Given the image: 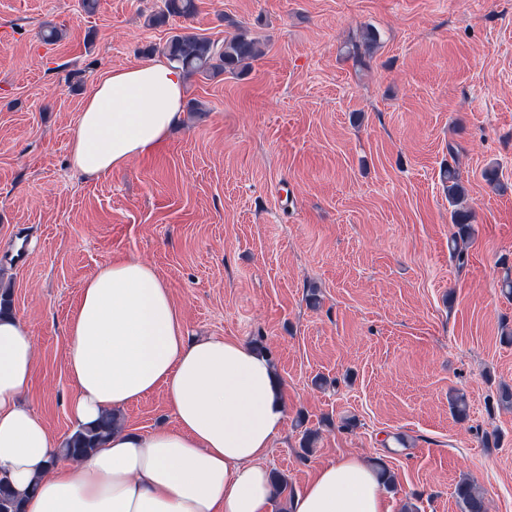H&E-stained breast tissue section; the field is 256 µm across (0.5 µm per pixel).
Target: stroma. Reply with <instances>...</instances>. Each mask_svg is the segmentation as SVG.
I'll use <instances>...</instances> for the list:
<instances>
[{
	"mask_svg": "<svg viewBox=\"0 0 512 512\" xmlns=\"http://www.w3.org/2000/svg\"><path fill=\"white\" fill-rule=\"evenodd\" d=\"M162 5L0 0V283L35 343L22 403L58 439L73 432L83 285L143 261L185 336L267 353L286 400L269 463L292 491L355 454L393 473L392 512H460L464 479L488 512H512V407L498 399L512 388V0H196L193 18L147 25ZM186 26L215 41L245 29L264 54L188 78L202 109L151 153L76 173L70 133L99 79ZM449 167L475 228L462 268ZM120 417L140 432L174 422L160 391ZM307 428L320 432L309 455Z\"/></svg>",
	"mask_w": 512,
	"mask_h": 512,
	"instance_id": "obj_1",
	"label": "stroma"
}]
</instances>
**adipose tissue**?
I'll return each mask as SVG.
<instances>
[{"label":"adipose tissue","mask_w":512,"mask_h":512,"mask_svg":"<svg viewBox=\"0 0 512 512\" xmlns=\"http://www.w3.org/2000/svg\"><path fill=\"white\" fill-rule=\"evenodd\" d=\"M185 81L149 59L106 74L71 132L69 163L88 178L153 151L183 118ZM67 363L75 426L164 391L174 423L143 433L118 428L72 462L23 406L35 363L32 336L0 317V475L24 512H271L266 459L285 420L268 358L221 336L183 334L166 281L149 263L115 260L83 286L69 323ZM286 512H391L377 472L342 455L320 464Z\"/></svg>","instance_id":"obj_1"}]
</instances>
